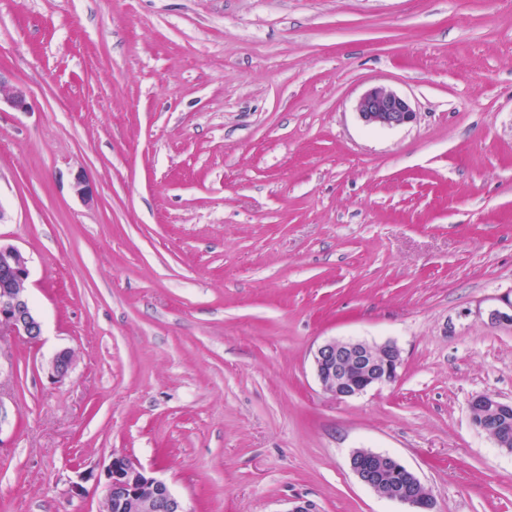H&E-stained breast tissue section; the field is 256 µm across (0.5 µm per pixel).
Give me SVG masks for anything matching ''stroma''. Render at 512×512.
<instances>
[{
  "instance_id": "1",
  "label": "stroma",
  "mask_w": 512,
  "mask_h": 512,
  "mask_svg": "<svg viewBox=\"0 0 512 512\" xmlns=\"http://www.w3.org/2000/svg\"><path fill=\"white\" fill-rule=\"evenodd\" d=\"M0 71L31 103L0 107V243L43 323L0 331V512H102L120 454L186 512H405L358 449L434 512H512L468 410L512 401L486 321L512 294V0H0ZM379 85L413 122L362 123ZM334 339L394 343L397 383L334 400ZM350 467L359 481L379 497L406 505V512H433L430 494H418V476L397 458L366 449L355 450Z\"/></svg>"
}]
</instances>
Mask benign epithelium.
Wrapping results in <instances>:
<instances>
[{
  "label": "benign epithelium",
  "instance_id": "1",
  "mask_svg": "<svg viewBox=\"0 0 512 512\" xmlns=\"http://www.w3.org/2000/svg\"><path fill=\"white\" fill-rule=\"evenodd\" d=\"M19 112L29 109L25 89L0 74V102ZM361 121L372 127L396 128L414 119L409 101L396 92L376 86L364 93L356 104ZM28 260L13 246L0 244V329L5 328L30 342L42 335V322L27 294ZM491 325H512V298L488 310ZM72 365L68 350L57 352L50 360L52 376L64 378ZM315 373L334 399L357 397L367 390L393 384L398 379L401 353L393 343L372 345L364 341H327L313 354ZM471 418L512 417V402H504L490 393H480L469 403ZM350 467L359 481L379 497L408 507L407 512H433L430 494H418V476L397 458L357 449L350 456ZM105 498L126 512H186L169 486L152 476L126 455L112 457L106 471Z\"/></svg>",
  "mask_w": 512,
  "mask_h": 512
}]
</instances>
